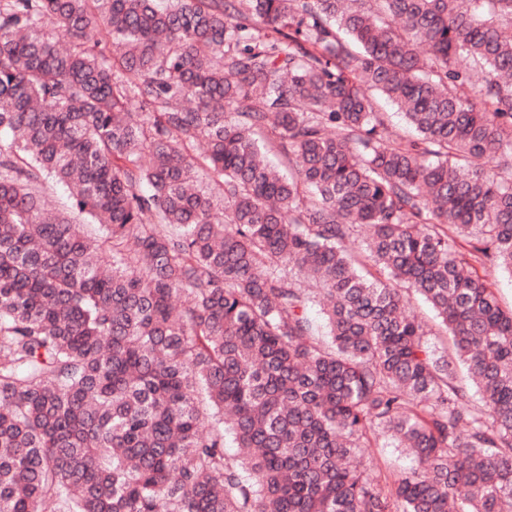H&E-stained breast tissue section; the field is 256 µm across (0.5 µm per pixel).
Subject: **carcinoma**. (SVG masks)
I'll return each mask as SVG.
<instances>
[{
	"label": "carcinoma",
	"instance_id": "obj_1",
	"mask_svg": "<svg viewBox=\"0 0 512 512\" xmlns=\"http://www.w3.org/2000/svg\"><path fill=\"white\" fill-rule=\"evenodd\" d=\"M2 131L0 512H512V0H0ZM370 454L375 458L382 475L391 477L411 465L407 451L398 447L388 436H381L377 448H370Z\"/></svg>",
	"mask_w": 512,
	"mask_h": 512
}]
</instances>
